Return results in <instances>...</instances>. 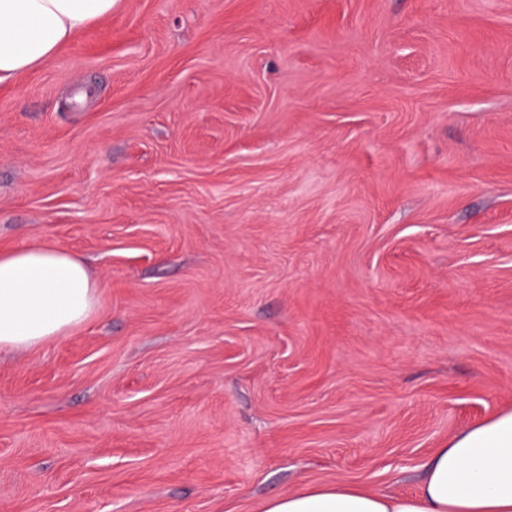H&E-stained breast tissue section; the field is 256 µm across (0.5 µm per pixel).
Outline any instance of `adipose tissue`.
<instances>
[{
    "instance_id": "1",
    "label": "adipose tissue",
    "mask_w": 512,
    "mask_h": 512,
    "mask_svg": "<svg viewBox=\"0 0 512 512\" xmlns=\"http://www.w3.org/2000/svg\"><path fill=\"white\" fill-rule=\"evenodd\" d=\"M119 0H0V80L37 69ZM96 284L49 241L0 254V350L43 344L83 322ZM263 512H512V410L436 449L417 493L315 486L268 500Z\"/></svg>"
}]
</instances>
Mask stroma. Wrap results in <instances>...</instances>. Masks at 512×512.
<instances>
[{"label": "stroma", "instance_id": "stroma-1", "mask_svg": "<svg viewBox=\"0 0 512 512\" xmlns=\"http://www.w3.org/2000/svg\"><path fill=\"white\" fill-rule=\"evenodd\" d=\"M86 322L0 352V512L414 494L512 409V0H120L0 83V248Z\"/></svg>", "mask_w": 512, "mask_h": 512}]
</instances>
